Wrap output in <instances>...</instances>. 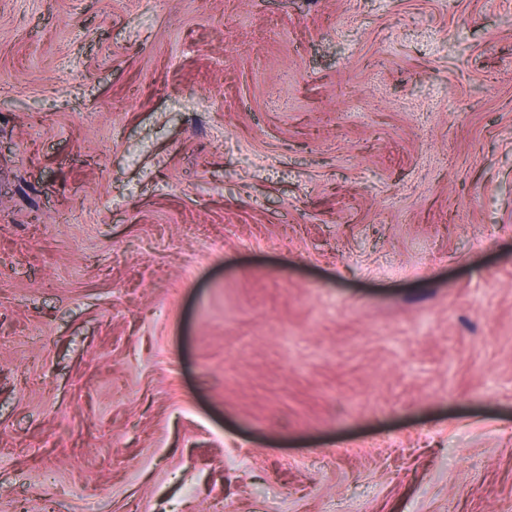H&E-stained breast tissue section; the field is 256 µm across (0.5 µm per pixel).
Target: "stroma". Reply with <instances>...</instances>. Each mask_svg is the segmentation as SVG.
<instances>
[{"label":"stroma","mask_w":512,"mask_h":512,"mask_svg":"<svg viewBox=\"0 0 512 512\" xmlns=\"http://www.w3.org/2000/svg\"><path fill=\"white\" fill-rule=\"evenodd\" d=\"M0 512H512V0H0Z\"/></svg>","instance_id":"obj_1"}]
</instances>
